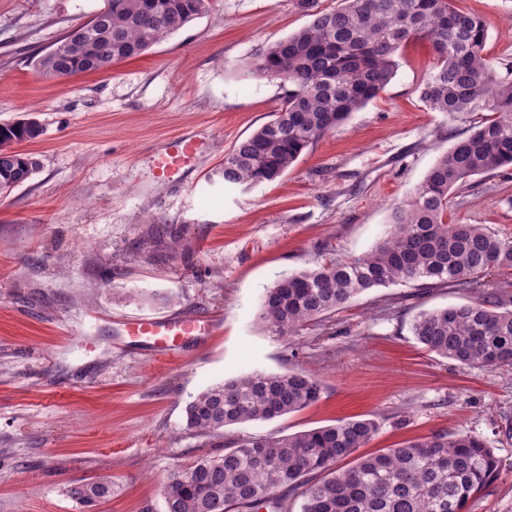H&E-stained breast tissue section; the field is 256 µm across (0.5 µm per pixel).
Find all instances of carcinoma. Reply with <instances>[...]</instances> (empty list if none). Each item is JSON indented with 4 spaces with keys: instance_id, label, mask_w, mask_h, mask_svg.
Listing matches in <instances>:
<instances>
[{
    "instance_id": "carcinoma-1",
    "label": "carcinoma",
    "mask_w": 512,
    "mask_h": 512,
    "mask_svg": "<svg viewBox=\"0 0 512 512\" xmlns=\"http://www.w3.org/2000/svg\"><path fill=\"white\" fill-rule=\"evenodd\" d=\"M333 10L298 0L312 20L255 54L249 72L291 85L272 119L225 156L224 185L280 179L327 133L377 98L395 75L399 50L425 41L434 63L419 87L431 110L486 117L439 157L408 199L394 208L387 236L371 251L331 258L277 280L258 319L285 339L372 288L414 284L462 288L468 304L419 312L415 340L470 368L512 366V293L480 282L495 268L512 276V240L481 224H450L452 194L474 176L512 166V73L500 75L486 53L487 29L453 0H343ZM209 0H104L36 62L44 77L65 78L138 57L208 9ZM33 118L0 125V193L27 181L37 161L15 145L41 135ZM303 369L252 372L217 383L187 406V429L224 453L174 469L163 486L166 512H288L282 489L298 492L301 512H466L496 477L499 460L485 441L440 431L396 448L336 464L364 447L378 425L347 419L279 437L222 442L224 428L298 412L321 398ZM110 476L73 485L92 507L112 496Z\"/></svg>"
}]
</instances>
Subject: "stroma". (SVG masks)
<instances>
[{"label":"stroma","mask_w":512,"mask_h":512,"mask_svg":"<svg viewBox=\"0 0 512 512\" xmlns=\"http://www.w3.org/2000/svg\"><path fill=\"white\" fill-rule=\"evenodd\" d=\"M103 0H0V124L43 128L22 143L38 168L0 196V512H82L76 483L112 476L93 512H164L169 473L211 453L185 427L210 385L303 369L313 405L226 427L225 439L281 436L371 419L373 454L438 431L479 436L499 475L468 512H512V366L474 369L427 351L419 311L472 301L411 284L363 292L294 341L258 310L280 276L357 256L386 235L395 206L482 120L428 109L418 87L434 56L404 46L379 96L303 153L279 180L226 187L234 145L268 122L287 85L249 73L253 56L306 26L297 0H209L141 56L47 78L36 60ZM480 17L499 73L512 71V0H454ZM200 135L193 167L160 181L155 153ZM452 223L512 238V168L471 178ZM206 314L216 336L156 356L119 332L122 316Z\"/></svg>","instance_id":"1"}]
</instances>
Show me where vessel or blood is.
I'll use <instances>...</instances> for the list:
<instances>
[{
    "instance_id": "vessel-or-blood-1",
    "label": "vessel or blood",
    "mask_w": 512,
    "mask_h": 512,
    "mask_svg": "<svg viewBox=\"0 0 512 512\" xmlns=\"http://www.w3.org/2000/svg\"><path fill=\"white\" fill-rule=\"evenodd\" d=\"M201 142L194 137H177L167 142L154 159L159 180L190 169ZM219 328L216 318L197 314H166L154 317L128 318L122 321L124 335L149 346L153 351L170 354L180 351L191 341L204 342Z\"/></svg>"
}]
</instances>
